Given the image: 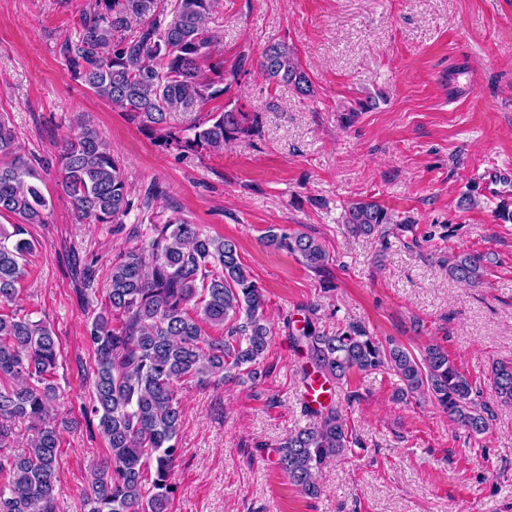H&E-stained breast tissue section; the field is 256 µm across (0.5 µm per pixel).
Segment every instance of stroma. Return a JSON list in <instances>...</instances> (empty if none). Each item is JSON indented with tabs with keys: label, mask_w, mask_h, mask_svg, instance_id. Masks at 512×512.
Returning a JSON list of instances; mask_svg holds the SVG:
<instances>
[{
	"label": "stroma",
	"mask_w": 512,
	"mask_h": 512,
	"mask_svg": "<svg viewBox=\"0 0 512 512\" xmlns=\"http://www.w3.org/2000/svg\"><path fill=\"white\" fill-rule=\"evenodd\" d=\"M89 0H0V114L23 155L40 160L51 202L30 224L19 306L50 324L60 357L56 407L61 433L57 512H84L92 470L107 457L91 396L94 348L86 327L109 287L112 259L132 246L141 222L76 223L58 185L63 140L85 117L126 166L135 194L160 184L154 212L178 215L233 239L265 290L274 337L258 378L179 384L184 408L173 512H512V406H495L486 433L447 414L396 400L387 370L351 373L333 398L361 447L326 464L309 498L276 465L288 433L313 425L299 392L303 359L290 332L313 317L335 331L355 320L412 352L447 348L482 392L494 362L512 360V220L507 199L477 178L512 167V0H219L211 25L225 69L248 71L211 110L258 112L260 129L211 156H177L138 122L72 81L59 51L77 39ZM292 44L313 93L263 78L269 39ZM475 196L466 209L460 201ZM366 199L408 221L385 238H346L345 203ZM301 230L329 255L325 271L269 247L268 227ZM490 254L485 283L448 275L449 252ZM94 284L81 294L75 267Z\"/></svg>",
	"instance_id": "obj_1"
}]
</instances>
